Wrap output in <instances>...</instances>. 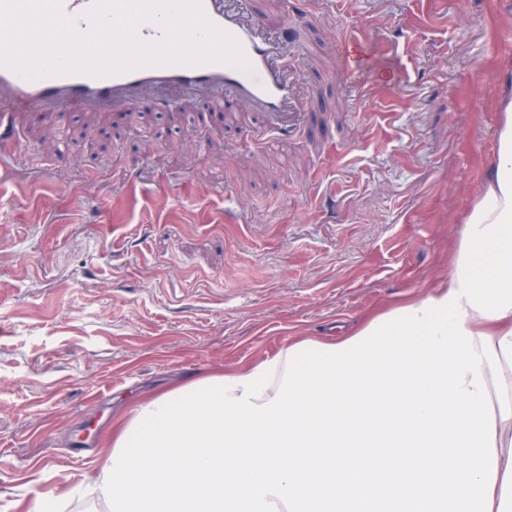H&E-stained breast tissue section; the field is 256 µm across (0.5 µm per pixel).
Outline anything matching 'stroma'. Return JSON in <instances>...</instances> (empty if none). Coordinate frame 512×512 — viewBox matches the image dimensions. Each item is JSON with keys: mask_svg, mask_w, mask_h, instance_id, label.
Masks as SVG:
<instances>
[{"mask_svg": "<svg viewBox=\"0 0 512 512\" xmlns=\"http://www.w3.org/2000/svg\"><path fill=\"white\" fill-rule=\"evenodd\" d=\"M290 126L25 117L0 160V512L85 483L145 392L357 330L448 263L501 113L512 0H249ZM363 32L356 45L350 29Z\"/></svg>", "mask_w": 512, "mask_h": 512, "instance_id": "35a3bbf8", "label": "stroma"}]
</instances>
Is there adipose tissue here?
Wrapping results in <instances>:
<instances>
[{"mask_svg": "<svg viewBox=\"0 0 512 512\" xmlns=\"http://www.w3.org/2000/svg\"><path fill=\"white\" fill-rule=\"evenodd\" d=\"M464 327L482 356L481 376L494 409L497 474L491 512H512V308L499 319L469 310Z\"/></svg>", "mask_w": 512, "mask_h": 512, "instance_id": "obj_1", "label": "adipose tissue"}]
</instances>
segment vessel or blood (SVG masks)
<instances>
[{
  "label": "vessel or blood",
  "mask_w": 512,
  "mask_h": 512,
  "mask_svg": "<svg viewBox=\"0 0 512 512\" xmlns=\"http://www.w3.org/2000/svg\"><path fill=\"white\" fill-rule=\"evenodd\" d=\"M92 4L93 0H62L63 13L74 19L79 32L91 27L86 13ZM200 7L211 24L237 40L249 70L205 62L147 65L100 76L72 73L29 79L0 65V150L10 145L17 116L51 118L73 109L119 114L147 98L164 109L193 95L208 99L216 109L228 103L238 111L261 112L273 120L298 111L302 103L295 92L294 73L268 20L253 14L245 0H200Z\"/></svg>",
  "instance_id": "vessel-or-blood-1"
}]
</instances>
